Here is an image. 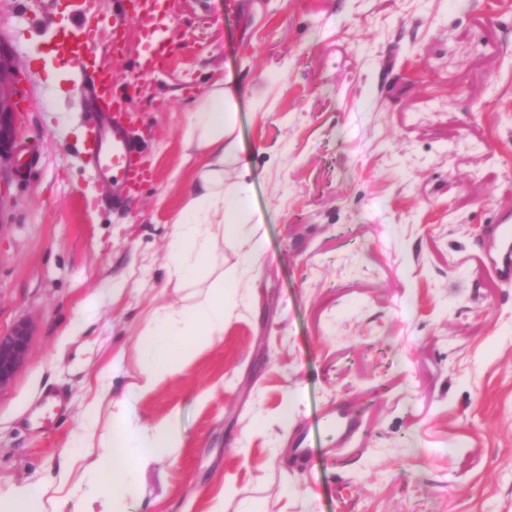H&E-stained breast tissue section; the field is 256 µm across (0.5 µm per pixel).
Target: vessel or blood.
Segmentation results:
<instances>
[{
  "label": "vessel or blood",
  "mask_w": 512,
  "mask_h": 512,
  "mask_svg": "<svg viewBox=\"0 0 512 512\" xmlns=\"http://www.w3.org/2000/svg\"><path fill=\"white\" fill-rule=\"evenodd\" d=\"M176 10V0H125L112 29V53H122L127 25L147 29L152 37L148 50L138 67L125 77H116L112 70L96 66L98 51L94 28L83 19L60 31L51 53L72 69L89 111L93 132L84 153L89 163L115 188V199L137 193L150 180L151 168L142 147L132 137L131 123L125 111V91L144 82L163 68L168 55L164 20ZM489 261L497 279L512 283V212L501 213L489 225ZM326 434L334 436L337 445L348 443L358 429L356 419L342 416L325 421Z\"/></svg>",
  "instance_id": "1"
}]
</instances>
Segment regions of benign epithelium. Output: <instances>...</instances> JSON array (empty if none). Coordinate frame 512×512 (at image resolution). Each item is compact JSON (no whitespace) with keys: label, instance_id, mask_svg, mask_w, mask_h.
Segmentation results:
<instances>
[{"label":"benign epithelium","instance_id":"obj_1","mask_svg":"<svg viewBox=\"0 0 512 512\" xmlns=\"http://www.w3.org/2000/svg\"><path fill=\"white\" fill-rule=\"evenodd\" d=\"M16 63L12 51L0 42V166L6 165L14 176L24 167L18 145L16 102L23 96L15 81ZM30 328L17 324L10 333L0 335V390L7 387L25 363L30 349Z\"/></svg>","mask_w":512,"mask_h":512}]
</instances>
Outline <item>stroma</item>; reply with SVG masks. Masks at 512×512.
Wrapping results in <instances>:
<instances>
[{
  "label": "stroma",
  "instance_id": "35a3bbf8",
  "mask_svg": "<svg viewBox=\"0 0 512 512\" xmlns=\"http://www.w3.org/2000/svg\"><path fill=\"white\" fill-rule=\"evenodd\" d=\"M83 11L112 40L118 0H0L24 90L22 176L0 187V334L30 352L0 391V512L24 487L76 512L78 420L168 285L172 217L194 177L187 116L224 76L264 247L224 338L141 403L185 433L130 512H512V285L487 226L512 211V0H178L170 62L128 92L152 178L125 209L83 151L82 93L48 50ZM128 282L120 299L112 282ZM78 334H71L72 322ZM356 418L305 467L320 417Z\"/></svg>",
  "mask_w": 512,
  "mask_h": 512
}]
</instances>
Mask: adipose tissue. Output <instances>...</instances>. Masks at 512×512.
<instances>
[{
  "label": "adipose tissue",
  "instance_id": "adipose-tissue-1",
  "mask_svg": "<svg viewBox=\"0 0 512 512\" xmlns=\"http://www.w3.org/2000/svg\"><path fill=\"white\" fill-rule=\"evenodd\" d=\"M238 90L215 82L189 112L184 133L185 157L197 160L196 179L175 215L166 255L175 288L195 285L191 304L156 307L139 331L138 370L120 393L99 390L87 404L80 446L86 463L79 482L91 485L79 512H127L137 494L143 467L173 462L185 442L170 421L140 424L141 401L178 367L224 336V316L238 288L224 277V244L250 228L252 245L238 265L254 270L261 254L260 222L245 206V183H225L224 167L240 160L234 114Z\"/></svg>",
  "mask_w": 512,
  "mask_h": 512
}]
</instances>
